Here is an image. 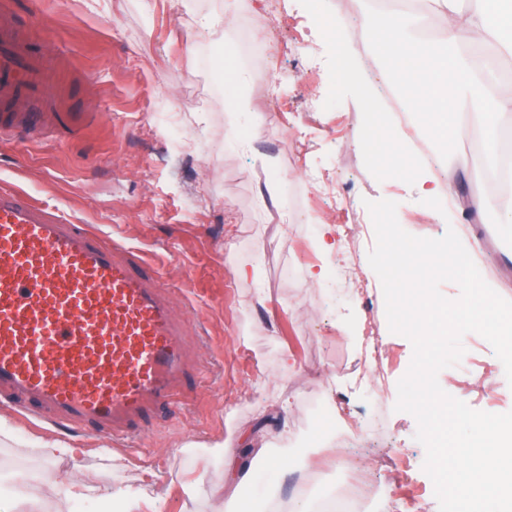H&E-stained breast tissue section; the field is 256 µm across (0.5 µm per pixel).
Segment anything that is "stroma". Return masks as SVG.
<instances>
[{
	"mask_svg": "<svg viewBox=\"0 0 512 512\" xmlns=\"http://www.w3.org/2000/svg\"><path fill=\"white\" fill-rule=\"evenodd\" d=\"M1 7L59 57L74 120L63 141L0 140V181L155 263L186 317L193 369L132 449L0 404L12 428L0 435V468L29 462L54 512H79L107 493L136 498L139 512H235L251 492L247 469L288 459L269 495L290 500L305 473L313 496L344 489L365 465L373 492L360 512H439L417 422L394 409L413 348L388 327L382 285L367 261L375 233L365 203L396 202L400 226L417 237L467 225L485 280L508 300L512 245L498 233L497 209L476 205L485 193L476 177L481 146L437 145L448 183L443 215L422 204L412 182L381 175L356 138L367 109L361 85L381 99L395 84L371 43L339 48L327 24L378 27L382 17L367 15L363 0H0ZM229 23L261 34L249 44L246 82L255 129L237 149L227 140L239 120L201 64L223 52ZM296 41L304 44L297 57L288 51ZM343 52L358 66L359 85L339 79ZM267 95L279 109L263 117ZM269 158L274 186L263 169ZM285 196L295 206L289 215L281 211ZM324 241L332 252L321 249ZM369 336L385 355L382 394L358 378ZM462 343L460 363L438 374L442 389L476 410H512V386L490 344L474 333ZM490 381L499 396L493 405L481 394ZM319 389L336 410L337 433L373 430L361 460H337L325 446L292 459L310 437L301 399ZM54 440L70 442L74 455L42 449ZM395 448L402 458L392 456Z\"/></svg>",
	"mask_w": 512,
	"mask_h": 512,
	"instance_id": "1",
	"label": "stroma"
}]
</instances>
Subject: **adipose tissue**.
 <instances>
[{"label": "adipose tissue", "mask_w": 512, "mask_h": 512, "mask_svg": "<svg viewBox=\"0 0 512 512\" xmlns=\"http://www.w3.org/2000/svg\"><path fill=\"white\" fill-rule=\"evenodd\" d=\"M423 25L445 21L436 45L426 46L404 21L387 20L382 27H360L353 32L336 29L334 39L346 42L360 37L373 43L391 63L390 77L402 89L421 127L437 140L448 143L465 139L469 127L465 110H473L483 121L485 151L479 179L495 190L504 173H512V149H504L505 136L512 134V98L498 95L501 74L498 60L482 50L494 41L512 55V0H426ZM224 74V101L237 113H245L248 101L242 89L245 73L236 57L233 39H226L219 65ZM377 167L414 181L426 202L435 209L444 204L437 187L414 160L403 137L389 134L371 149ZM285 461L277 460L248 471L253 493L238 506V512H264L270 486L283 475Z\"/></svg>", "instance_id": "adipose-tissue-1"}]
</instances>
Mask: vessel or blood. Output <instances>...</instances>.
I'll return each instance as SVG.
<instances>
[{"label":"vessel or blood","mask_w":512,"mask_h":512,"mask_svg":"<svg viewBox=\"0 0 512 512\" xmlns=\"http://www.w3.org/2000/svg\"><path fill=\"white\" fill-rule=\"evenodd\" d=\"M48 52L0 12V139L42 129ZM190 362L185 319L140 253L0 188V402L53 424L138 438Z\"/></svg>","instance_id":"obj_1"}]
</instances>
